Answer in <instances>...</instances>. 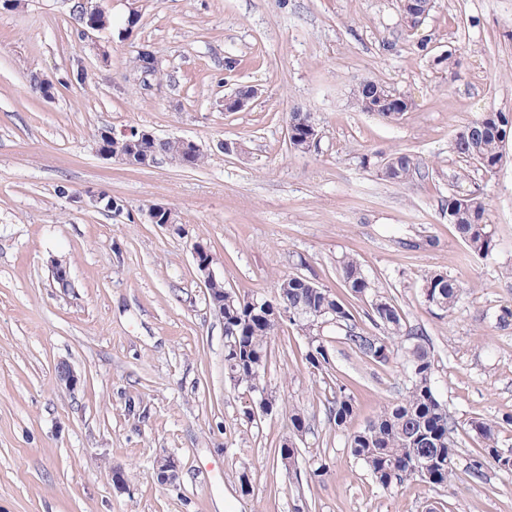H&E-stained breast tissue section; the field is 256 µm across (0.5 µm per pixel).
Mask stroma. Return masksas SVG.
<instances>
[{"instance_id":"stroma-1","label":"stroma","mask_w":512,"mask_h":512,"mask_svg":"<svg viewBox=\"0 0 512 512\" xmlns=\"http://www.w3.org/2000/svg\"><path fill=\"white\" fill-rule=\"evenodd\" d=\"M70 7L0 9V512H512V472H467L481 448L472 419L496 422L499 447L512 450V140L491 173L451 147L481 113H512V0H436L411 41L396 0H112V26L98 35L105 62L76 43ZM142 49L163 77L133 69ZM446 50L463 56L452 76L433 64ZM77 62L82 84L68 76ZM34 74L54 81L53 99L31 93ZM366 78L411 110L395 120L358 111ZM244 84L259 96L225 111ZM297 108L321 131L304 153L288 139ZM104 130L190 138L205 160L131 168L98 154ZM223 140L244 154L224 153ZM396 153L422 176L382 180L381 161ZM61 185L104 191L131 216L78 206ZM476 185L494 240L484 257L448 222L449 194ZM156 203L178 224L148 223ZM198 243L225 288L270 298L298 274L352 302L369 332V298H352L339 277L356 257L431 351L458 446L453 481L385 490L350 454V435L410 385L406 336L380 364L325 327L328 377L307 368L306 336L279 328L265 375L276 404L246 421L253 396L224 377V322L193 259ZM54 259L69 292L52 286ZM433 272L461 286L451 312L422 296ZM62 366L76 385L60 381ZM340 387L355 406L343 428L328 411ZM296 411L308 422L298 486L276 454ZM161 454L178 460L176 483L157 482Z\"/></svg>"}]
</instances>
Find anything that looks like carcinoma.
I'll use <instances>...</instances> for the list:
<instances>
[{
	"label": "carcinoma",
	"instance_id": "1",
	"mask_svg": "<svg viewBox=\"0 0 512 512\" xmlns=\"http://www.w3.org/2000/svg\"><path fill=\"white\" fill-rule=\"evenodd\" d=\"M90 10L86 0H73L72 15L77 25L93 19L102 30L112 27L109 14L94 15ZM433 65L452 75L461 65V57L450 51L443 57H434ZM389 95L386 85L365 79L355 88V105L361 112L375 106V113L387 118L396 110L395 102L388 100ZM511 123L512 114L507 112H483L456 134L453 152L463 161L477 163L491 172L503 160L505 131ZM313 124L309 112L290 113L289 141L294 150L304 151ZM97 146L114 154L128 153L127 139L123 137L107 139L101 133ZM141 148L156 158H175L184 168H197L204 160L203 152L193 150L176 137H154L143 141ZM414 172L416 163L407 154L385 158L380 168L381 177L391 183H403ZM448 221L456 226L473 253L482 256L491 253L493 240L486 203L477 191L448 195ZM339 269L343 286L351 293L356 296L372 294L373 285L356 258L343 259ZM207 291L210 303L224 302L225 377L259 394L265 392L269 341L280 326L275 311L285 304L296 311H310L293 321V325L307 336L309 349L305 361L317 371L332 369L328 346L320 334V324L325 321H332L334 326L344 330L345 339L357 353L379 363L388 362L392 355L391 338L416 335L414 329L407 327L398 308L377 294L371 299L369 317L378 333L363 332L357 326L353 311L331 291L315 288L313 282L297 274L282 280L265 308L253 309L241 303L237 295L226 294L221 279L209 285ZM459 291L457 281L443 273L428 275L423 288L426 301L445 312L454 307ZM433 367L426 346L420 342L413 345L407 358L410 387L406 394L387 404L364 428L350 436L352 456L361 461L373 480L386 490L414 480L444 486L453 477L457 442L448 409L438 400L433 388ZM328 410L336 427H343L354 414L353 400L340 389ZM471 429L483 446L470 469L478 473L483 463L490 461L500 470L512 471V456L500 453L497 423L475 419Z\"/></svg>",
	"mask_w": 512,
	"mask_h": 512
}]
</instances>
